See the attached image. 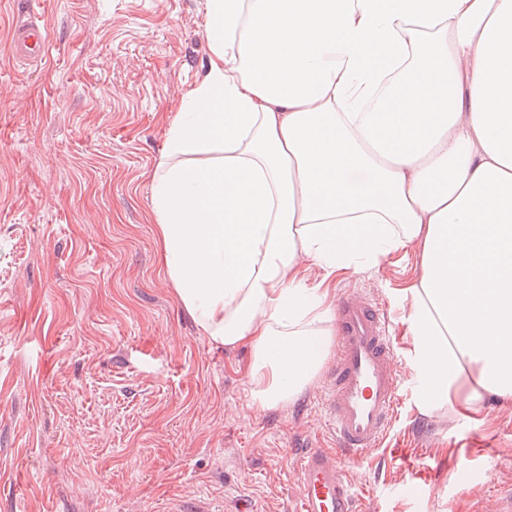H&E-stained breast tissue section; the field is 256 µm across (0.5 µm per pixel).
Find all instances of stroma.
<instances>
[{
	"label": "stroma",
	"mask_w": 512,
	"mask_h": 512,
	"mask_svg": "<svg viewBox=\"0 0 512 512\" xmlns=\"http://www.w3.org/2000/svg\"><path fill=\"white\" fill-rule=\"evenodd\" d=\"M41 13L48 54L7 53ZM208 59L203 0H0V512H293L297 454L333 447L321 387L250 404L249 355L179 305L149 221L163 113ZM413 258L338 279L400 316ZM400 408L348 469L367 512H494L512 483V405L428 422ZM470 457L471 470L459 468Z\"/></svg>",
	"instance_id": "1"
}]
</instances>
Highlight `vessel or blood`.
<instances>
[{"label": "vessel or blood", "mask_w": 512, "mask_h": 512, "mask_svg": "<svg viewBox=\"0 0 512 512\" xmlns=\"http://www.w3.org/2000/svg\"><path fill=\"white\" fill-rule=\"evenodd\" d=\"M46 50L38 22L14 26L8 52L16 61L41 59ZM336 317L335 358L322 386L336 448H309L300 456L296 512H358L364 491L351 482L346 466L383 445L398 413L401 371L390 315L377 299L357 294L339 304Z\"/></svg>", "instance_id": "b4317fda"}]
</instances>
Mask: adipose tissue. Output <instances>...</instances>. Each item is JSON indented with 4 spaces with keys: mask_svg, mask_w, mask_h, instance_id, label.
I'll return each mask as SVG.
<instances>
[{
    "mask_svg": "<svg viewBox=\"0 0 512 512\" xmlns=\"http://www.w3.org/2000/svg\"><path fill=\"white\" fill-rule=\"evenodd\" d=\"M208 64L164 118L150 222L252 405L334 345L336 277L396 299L419 417L512 404V0H204Z\"/></svg>",
    "mask_w": 512,
    "mask_h": 512,
    "instance_id": "adipose-tissue-1",
    "label": "adipose tissue"
}]
</instances>
